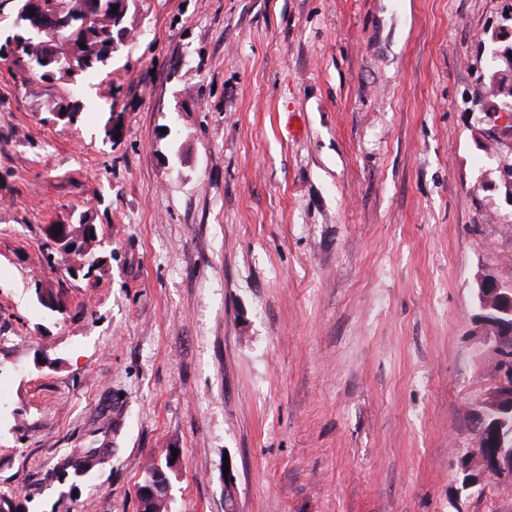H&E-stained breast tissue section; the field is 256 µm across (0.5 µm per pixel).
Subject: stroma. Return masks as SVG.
Wrapping results in <instances>:
<instances>
[{
  "label": "stroma",
  "instance_id": "35a3bbf8",
  "mask_svg": "<svg viewBox=\"0 0 512 512\" xmlns=\"http://www.w3.org/2000/svg\"><path fill=\"white\" fill-rule=\"evenodd\" d=\"M511 1L145 0L108 70L0 62V512H137L169 457L171 512H512L461 489L476 278L512 284L468 100ZM83 215L91 279L47 259Z\"/></svg>",
  "mask_w": 512,
  "mask_h": 512
}]
</instances>
